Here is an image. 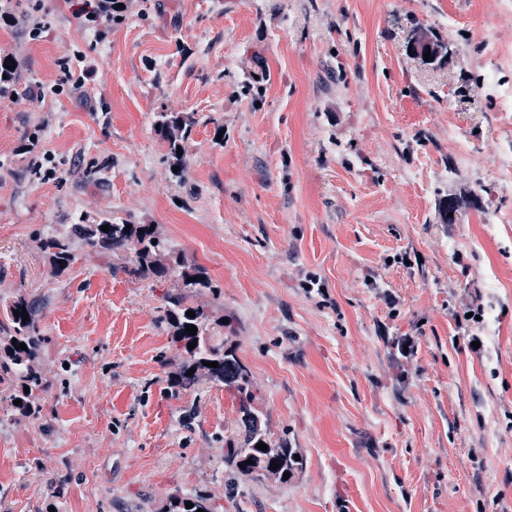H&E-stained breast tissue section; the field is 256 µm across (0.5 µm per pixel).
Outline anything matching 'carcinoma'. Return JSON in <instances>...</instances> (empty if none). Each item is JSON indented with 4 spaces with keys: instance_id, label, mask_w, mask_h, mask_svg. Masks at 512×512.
Returning a JSON list of instances; mask_svg holds the SVG:
<instances>
[{
    "instance_id": "1",
    "label": "carcinoma",
    "mask_w": 512,
    "mask_h": 512,
    "mask_svg": "<svg viewBox=\"0 0 512 512\" xmlns=\"http://www.w3.org/2000/svg\"><path fill=\"white\" fill-rule=\"evenodd\" d=\"M14 66L10 70L4 64ZM19 67L17 58L9 52H0V83L9 88L14 82ZM198 123L193 112H161L159 113L157 133L167 146V158L170 166L179 167L175 176L180 177L186 167V143ZM183 154H177V150ZM108 226L109 231L101 230ZM157 243H152V240ZM81 243L105 257L123 256L127 259L125 271L137 280L147 278H170L174 288L166 296L168 308L166 317L173 328L175 340L181 343V350L186 358L181 362L175 376L177 385L187 388L201 380L208 381L224 390L237 401L238 412L241 414L240 424L243 427V440L226 441L229 450V461L234 467V478L247 477L259 471L284 479V473L294 474L302 461L294 458L297 449L290 447L287 441L270 439L266 423L254 407L255 395L251 386L250 373L237 358L234 349L227 348L224 343H214L211 325L231 328V324L213 319L214 310L205 304H195L193 299L205 292L218 301L221 292L205 270L181 257L175 256L167 248L165 240L157 230L149 224L115 223L110 219L83 220L81 224L71 225L66 234L51 235L42 242L52 270L63 273L75 259V244ZM26 311L28 321L23 315L14 312ZM193 311L195 316L189 317L186 312ZM194 325L196 334L186 332V327ZM17 343H12V340ZM196 347L189 348L190 342ZM46 342L39 325L37 309L28 297L19 294L6 306L0 316V396L10 404L15 413L26 419L42 418L43 406L38 394L47 388V380L40 363L41 351ZM23 343L26 349L21 350L18 344ZM218 362V367L206 366L208 362ZM194 373L187 374L188 370ZM29 392H24V387ZM21 404L16 405L14 401ZM267 445L268 450L257 448L258 443ZM253 463H247V460ZM279 467L270 468V462ZM193 507H186V502ZM174 498L170 500L165 512H214L215 506L210 499L202 496L190 500Z\"/></svg>"
}]
</instances>
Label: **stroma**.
Masks as SVG:
<instances>
[{
	"label": "stroma",
	"mask_w": 512,
	"mask_h": 512,
	"mask_svg": "<svg viewBox=\"0 0 512 512\" xmlns=\"http://www.w3.org/2000/svg\"><path fill=\"white\" fill-rule=\"evenodd\" d=\"M11 6L0 306L38 305L48 387L38 421L0 401V512H161L197 494L220 512H512V179L489 158L512 150V112L482 84L512 86V11L134 0L94 30L69 0ZM420 28L442 63L409 54ZM67 55L81 92L53 88ZM162 112L199 119L179 178ZM86 217L156 225L219 286L236 329L214 333L301 453L290 479H232L229 393L171 386L172 281L82 245L52 272L40 238Z\"/></svg>",
	"instance_id": "stroma-1"
}]
</instances>
